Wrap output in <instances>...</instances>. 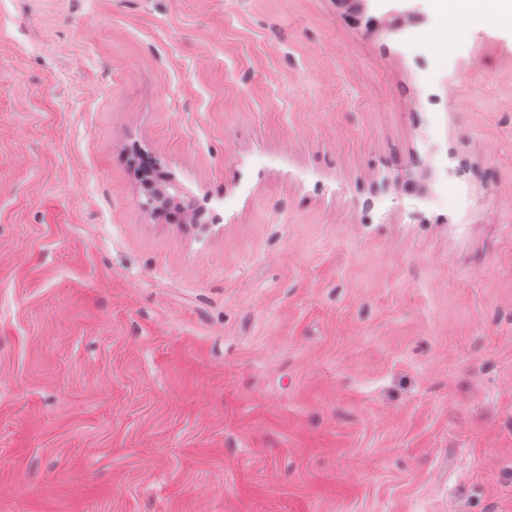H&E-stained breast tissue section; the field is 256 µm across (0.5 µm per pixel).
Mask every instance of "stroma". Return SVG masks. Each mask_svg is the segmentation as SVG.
Instances as JSON below:
<instances>
[{"label": "stroma", "mask_w": 512, "mask_h": 512, "mask_svg": "<svg viewBox=\"0 0 512 512\" xmlns=\"http://www.w3.org/2000/svg\"><path fill=\"white\" fill-rule=\"evenodd\" d=\"M413 6L0 0V512H512V26Z\"/></svg>", "instance_id": "obj_1"}]
</instances>
